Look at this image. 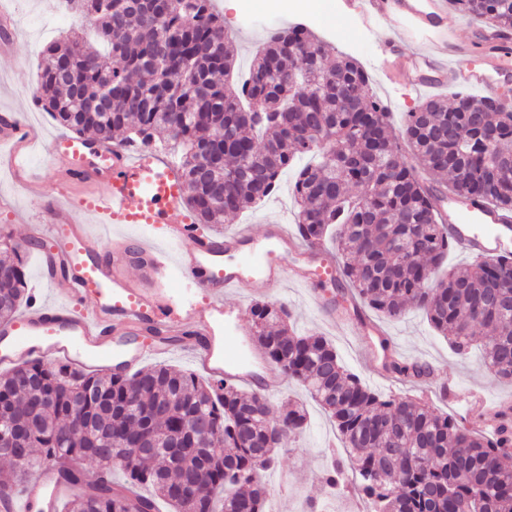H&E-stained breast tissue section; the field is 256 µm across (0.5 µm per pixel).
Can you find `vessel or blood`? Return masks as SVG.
<instances>
[{
    "instance_id": "b4317fda",
    "label": "vessel or blood",
    "mask_w": 512,
    "mask_h": 512,
    "mask_svg": "<svg viewBox=\"0 0 512 512\" xmlns=\"http://www.w3.org/2000/svg\"><path fill=\"white\" fill-rule=\"evenodd\" d=\"M366 27L390 19L395 35L386 45L381 70L413 68L420 90L440 87L478 88L495 92L493 77L512 52V38L496 29H481L484 54L473 66L462 68L452 53L427 47L404 55L407 41L428 39L432 30L459 27L446 0H357ZM39 142L26 121L0 123V164L6 165L15 186L26 193L40 187L45 170L33 161ZM51 150L64 162L56 193L48 204V221L28 227V239L38 245V296L11 320L0 323V366L25 359L63 360L85 370L120 367L128 372L148 357L167 351L173 337H191V351L211 376L227 383L270 395L278 391L281 371L266 365L255 371L242 350L243 338L216 328L228 293L273 291L291 279L302 284L337 282L336 259L319 244L305 246L284 225H266L262 234L250 229L225 236L206 235L190 223L181 209L179 188H167L150 199L136 190L149 169L147 157L132 158L122 146L87 138L59 137ZM94 179L102 191L87 204L88 218L76 220L67 202V185ZM448 236L457 248L474 257L512 252L504 239L512 232V216L489 207L467 206L449 200L439 211ZM124 224L159 225L171 254H163L145 238L121 234ZM136 269L147 278L161 268H175L201 290L199 301L184 305L164 288H139L113 275L115 263ZM138 337L124 348L122 339ZM69 490L57 484L53 467L44 464L39 482L0 503V512H59Z\"/></svg>"
}]
</instances>
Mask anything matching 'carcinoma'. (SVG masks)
Segmentation results:
<instances>
[{
  "label": "carcinoma",
  "instance_id": "1",
  "mask_svg": "<svg viewBox=\"0 0 512 512\" xmlns=\"http://www.w3.org/2000/svg\"><path fill=\"white\" fill-rule=\"evenodd\" d=\"M107 51L75 34L45 51L37 105L80 136L88 131L146 144L165 130L179 148L181 200L208 230L271 196L293 160L317 158L293 184L298 236L336 231L339 272L390 319L415 308L461 357L484 339L485 366L512 383V257L445 266L448 227L437 204L456 196L512 213V115L494 98H431L394 133L362 66L330 65L326 46L302 26L273 28L249 79L229 81L231 36L214 0H68ZM451 9L512 30V0H448ZM25 246L0 252V321L30 302ZM253 338L329 415L351 461H332L324 485L351 481L369 512H512V420L497 436L464 427L426 402L383 396L343 364L325 337L299 335L277 302L251 306ZM387 371L422 381L430 368L392 359ZM301 435L304 405L274 408L258 393L159 365L126 374L32 360L0 373V456L17 467L7 497L41 461L76 488L64 512H156L136 493L149 485L172 512H265L262 473L281 437ZM231 452L226 453L224 449ZM126 458L127 485L112 484ZM99 464L91 479L83 461Z\"/></svg>",
  "mask_w": 512,
  "mask_h": 512
}]
</instances>
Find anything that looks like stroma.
Here are the masks:
<instances>
[{"label":"stroma","mask_w":512,"mask_h":512,"mask_svg":"<svg viewBox=\"0 0 512 512\" xmlns=\"http://www.w3.org/2000/svg\"><path fill=\"white\" fill-rule=\"evenodd\" d=\"M0 6L11 13L14 24L20 27V35L13 43L0 40V112L16 113L32 124L47 146L64 135L65 129L32 103L28 91L36 85L43 48L62 33L82 32L83 23L63 9L61 0H0ZM253 9L260 17L274 19L279 26L304 25L331 46L333 55L357 60L369 76L372 92L390 111L395 131H402L406 112L424 101V94L415 93L412 88L414 73L401 74L392 81L380 80L375 63L383 34L364 29L355 15L345 13L342 0H327L323 9L303 12H277L269 9L264 0H254ZM223 15L224 27L233 37L234 72L239 75L248 69L268 29L245 22L238 7L224 9ZM308 162L305 156L295 159L293 172L282 177L278 190L257 207L227 218L225 233H233L243 224L252 225L258 233L273 221L294 225L297 211L294 172ZM22 207L32 219L43 216L39 206L20 195L7 176L0 175V233L11 235L20 243L26 240V229L16 222L14 212ZM276 300L290 311V324L295 331L325 336L336 347L343 363L379 393L424 399L438 411L460 418L468 416L470 409L465 402L449 399L447 389L484 394L493 407L503 402L512 405V385L499 381L487 370L481 348H473L467 357L458 356L447 339L433 331L422 311L412 309L398 319L383 316L377 319L398 359L430 366V378L414 383L395 378L386 372L382 359L370 357L366 338L358 333L354 321L347 319L336 326L327 324L307 288L285 281ZM307 409L311 420L309 429L302 437L284 438L278 448L277 466L264 474L269 492L266 512H310L314 501L326 503L331 510L352 503L354 494L349 490L341 492L337 500L326 498L323 476L337 438L318 405L308 403Z\"/></svg>","instance_id":"35a3bbf8"}]
</instances>
